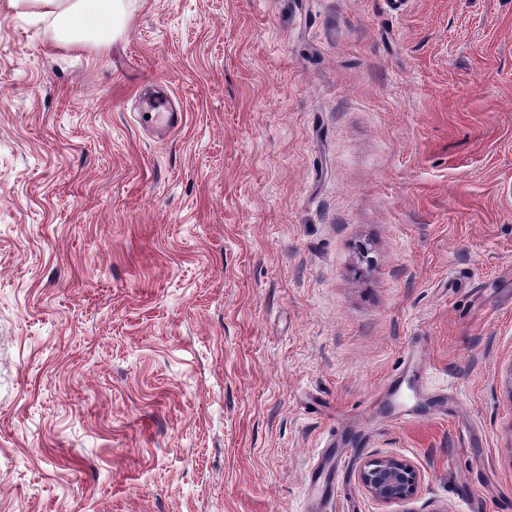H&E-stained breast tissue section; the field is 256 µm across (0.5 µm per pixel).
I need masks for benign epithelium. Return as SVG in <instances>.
Here are the masks:
<instances>
[{
    "mask_svg": "<svg viewBox=\"0 0 512 512\" xmlns=\"http://www.w3.org/2000/svg\"><path fill=\"white\" fill-rule=\"evenodd\" d=\"M359 480L378 502L393 504L411 500L420 481L418 470L395 457H374L364 462Z\"/></svg>",
    "mask_w": 512,
    "mask_h": 512,
    "instance_id": "obj_1",
    "label": "benign epithelium"
}]
</instances>
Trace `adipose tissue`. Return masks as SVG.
<instances>
[{
    "label": "adipose tissue",
    "mask_w": 512,
    "mask_h": 512,
    "mask_svg": "<svg viewBox=\"0 0 512 512\" xmlns=\"http://www.w3.org/2000/svg\"><path fill=\"white\" fill-rule=\"evenodd\" d=\"M10 3L38 19L52 20L68 43L80 45L112 29L118 0H10Z\"/></svg>",
    "instance_id": "obj_1"
}]
</instances>
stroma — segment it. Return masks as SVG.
Instances as JSON below:
<instances>
[{
	"instance_id": "1",
	"label": "stroma",
	"mask_w": 512,
	"mask_h": 512,
	"mask_svg": "<svg viewBox=\"0 0 512 512\" xmlns=\"http://www.w3.org/2000/svg\"><path fill=\"white\" fill-rule=\"evenodd\" d=\"M389 2L0 0V512H512V0ZM121 0H9L16 9L31 12L37 19H51L70 44L80 45L114 25ZM336 463V455L330 454L322 466L318 465L309 473V484L314 493L329 495L333 491V465ZM358 477L366 491L384 504L411 500L420 481L413 465L395 457L370 458L360 468Z\"/></svg>"
}]
</instances>
